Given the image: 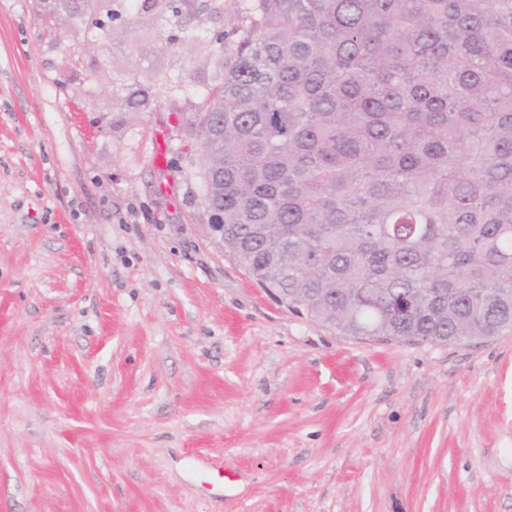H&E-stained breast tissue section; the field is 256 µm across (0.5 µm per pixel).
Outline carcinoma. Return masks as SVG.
I'll use <instances>...</instances> for the list:
<instances>
[{
    "label": "carcinoma",
    "instance_id": "obj_1",
    "mask_svg": "<svg viewBox=\"0 0 512 512\" xmlns=\"http://www.w3.org/2000/svg\"><path fill=\"white\" fill-rule=\"evenodd\" d=\"M195 94L224 253L346 336L512 332V0H244Z\"/></svg>",
    "mask_w": 512,
    "mask_h": 512
}]
</instances>
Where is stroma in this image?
Returning <instances> with one entry per match:
<instances>
[{
  "label": "stroma",
  "instance_id": "35a3bbf8",
  "mask_svg": "<svg viewBox=\"0 0 512 512\" xmlns=\"http://www.w3.org/2000/svg\"><path fill=\"white\" fill-rule=\"evenodd\" d=\"M240 2L184 44L112 0L77 64L84 0H0V512H512V333L346 336L213 243L175 87L215 83Z\"/></svg>",
  "mask_w": 512,
  "mask_h": 512
}]
</instances>
